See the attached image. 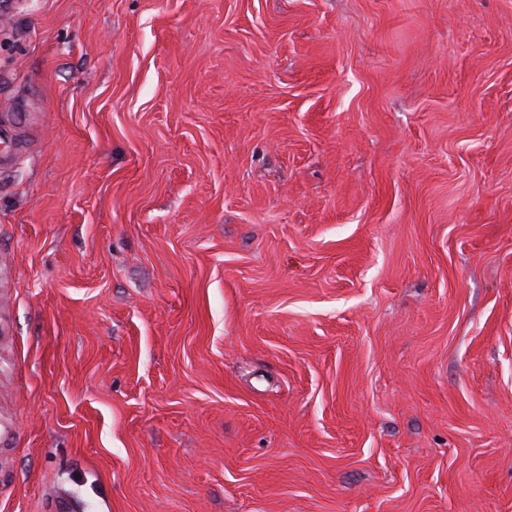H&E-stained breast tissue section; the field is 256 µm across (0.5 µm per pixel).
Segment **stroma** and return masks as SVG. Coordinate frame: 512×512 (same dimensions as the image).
<instances>
[{
    "label": "stroma",
    "instance_id": "obj_1",
    "mask_svg": "<svg viewBox=\"0 0 512 512\" xmlns=\"http://www.w3.org/2000/svg\"><path fill=\"white\" fill-rule=\"evenodd\" d=\"M0 512H512V0L0 7Z\"/></svg>",
    "mask_w": 512,
    "mask_h": 512
}]
</instances>
